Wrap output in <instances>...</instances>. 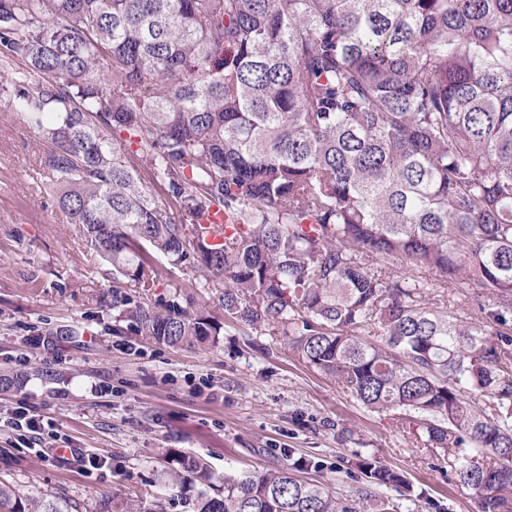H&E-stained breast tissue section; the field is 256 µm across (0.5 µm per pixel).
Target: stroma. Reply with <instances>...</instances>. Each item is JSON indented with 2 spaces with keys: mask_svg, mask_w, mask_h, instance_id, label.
<instances>
[{
  "mask_svg": "<svg viewBox=\"0 0 512 512\" xmlns=\"http://www.w3.org/2000/svg\"><path fill=\"white\" fill-rule=\"evenodd\" d=\"M43 140L0 97V409L22 406L66 446L100 459L80 472L20 448L0 430V479L95 512L103 496L155 492V473L174 457H203L217 472L271 468L287 452L323 467L302 472L329 490L359 489L346 476L370 458L402 472L412 488L404 512H475V493L430 466L425 449L392 417L366 410L335 380L299 358L281 336L224 328L209 347H172L114 330L98 308L110 264L91 255L68 223L37 161ZM156 294L212 302L189 269L159 259Z\"/></svg>",
  "mask_w": 512,
  "mask_h": 512,
  "instance_id": "35a3bbf8",
  "label": "stroma"
}]
</instances>
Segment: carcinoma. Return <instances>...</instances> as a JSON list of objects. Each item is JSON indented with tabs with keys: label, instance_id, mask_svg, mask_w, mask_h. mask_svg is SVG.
Masks as SVG:
<instances>
[{
	"label": "carcinoma",
	"instance_id": "carcinoma-1",
	"mask_svg": "<svg viewBox=\"0 0 512 512\" xmlns=\"http://www.w3.org/2000/svg\"><path fill=\"white\" fill-rule=\"evenodd\" d=\"M0 71L58 209L112 265L115 321L171 346L225 322L283 336L367 410L401 411L476 512H512V0H0ZM388 255L438 280L375 269ZM158 256L224 319L153 296ZM455 284L465 319L442 302ZM321 467L181 455L154 498L98 512H167L173 489L182 512H398L387 490L411 492L368 459L355 498L295 477ZM72 509L0 481V512Z\"/></svg>",
	"mask_w": 512,
	"mask_h": 512
}]
</instances>
